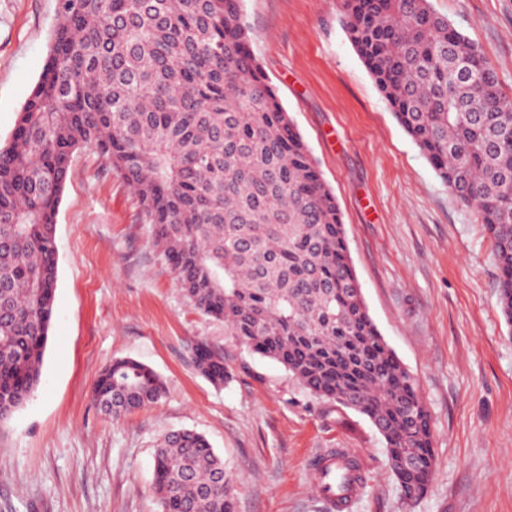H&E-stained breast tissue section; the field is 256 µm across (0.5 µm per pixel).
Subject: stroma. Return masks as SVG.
I'll return each instance as SVG.
<instances>
[{
	"instance_id": "obj_1",
	"label": "stroma",
	"mask_w": 512,
	"mask_h": 512,
	"mask_svg": "<svg viewBox=\"0 0 512 512\" xmlns=\"http://www.w3.org/2000/svg\"><path fill=\"white\" fill-rule=\"evenodd\" d=\"M512 95V0H432ZM56 0H0V145L51 48ZM252 48L336 197L353 268L381 335L431 414L434 479L400 498L364 415L318 398L278 363L192 309L96 153L74 155L59 207V271L40 384L0 423V512H161L158 437L202 433L233 473L235 512H331L313 461L351 450L366 481L347 512H512V326L492 242L395 120L349 41L340 0H243ZM206 339L232 374L214 386L187 346ZM152 369L166 392L112 417L92 388L113 360Z\"/></svg>"
}]
</instances>
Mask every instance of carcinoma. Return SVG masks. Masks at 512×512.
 <instances>
[{
    "mask_svg": "<svg viewBox=\"0 0 512 512\" xmlns=\"http://www.w3.org/2000/svg\"><path fill=\"white\" fill-rule=\"evenodd\" d=\"M344 30L399 125L492 241L512 325V96L431 0H342ZM90 149L133 190L188 303L314 395L365 415L402 498L433 479L430 414L375 326L327 182L251 50L241 0H65L11 142L0 147V422L37 389L58 281L55 232L75 153ZM195 369L216 386L224 356ZM158 374L129 358L97 379L114 416L159 400ZM412 457L416 465L408 467ZM363 483L346 450L317 462ZM229 476L201 434L155 446L162 512H234Z\"/></svg>",
    "mask_w": 512,
    "mask_h": 512,
    "instance_id": "1",
    "label": "carcinoma"
}]
</instances>
